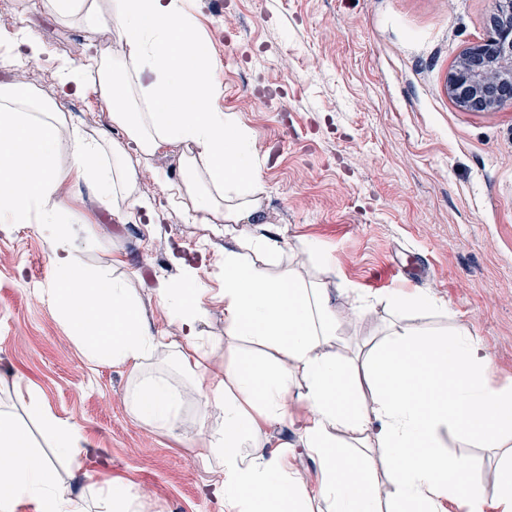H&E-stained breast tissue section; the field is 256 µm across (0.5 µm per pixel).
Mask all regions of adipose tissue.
<instances>
[{
  "instance_id": "1",
  "label": "adipose tissue",
  "mask_w": 512,
  "mask_h": 512,
  "mask_svg": "<svg viewBox=\"0 0 512 512\" xmlns=\"http://www.w3.org/2000/svg\"><path fill=\"white\" fill-rule=\"evenodd\" d=\"M48 14L114 32L116 56L96 70L63 60L62 87L91 86L112 106V121L127 129L143 155L179 151L182 176L170 184L171 205L209 229L261 219L266 192L251 134L221 108L223 89L212 46L197 35L189 0H42ZM65 116L39 108L28 84H0V223L52 228L53 275L44 293L88 360L128 369L130 413L161 433L184 424L183 400L156 364L164 337L142 323L126 283L106 269L79 271L72 226L76 213L61 204L63 183L89 184L113 211L154 206L138 191V171L124 146L103 145L78 129L60 137ZM319 279L304 277L281 237H242L225 251L224 374L203 369L200 329L205 291L194 268L180 287L165 288L177 323L182 369L199 407L195 434L200 457L221 475L213 494L223 512H512V388L491 383L490 358L464 330L446 332L414 322L437 310L423 292L390 295L380 304L345 283L329 286L330 257L311 241ZM386 313L378 334L356 335L375 306ZM303 424L301 443L318 461L307 482L288 443L269 430ZM502 451V466L483 483L470 476L467 456L449 452V437ZM59 453L86 481L83 435L53 420ZM38 512H84L54 485L53 468L22 432L0 414V512L20 499Z\"/></svg>"
}]
</instances>
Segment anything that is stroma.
<instances>
[{"label":"stroma","mask_w":512,"mask_h":512,"mask_svg":"<svg viewBox=\"0 0 512 512\" xmlns=\"http://www.w3.org/2000/svg\"><path fill=\"white\" fill-rule=\"evenodd\" d=\"M12 4L44 47L33 63L36 90L70 126L126 145L155 206L153 219L117 214L86 186L62 190L82 218L73 231L80 265L127 279L151 333L178 338L159 291L190 264L208 290L204 336L223 339L225 249L239 235L277 233L316 243L335 279L372 297L400 290L393 269L420 260L418 289L445 307L433 324L478 337L493 384L512 387V104L466 110L446 89L465 50L487 37L492 0H197L196 32L212 45L220 105L250 131L266 185V223L238 225L233 236L169 206L178 151L142 156L96 91L61 90L58 59L85 60L110 37L55 20L40 0ZM52 269L47 235L23 224L0 231V410L87 512L97 510L84 477L57 453L30 399L81 430L99 483L138 497L145 512H220L218 474L196 455V397L176 352L166 363L186 422L170 436L129 413L128 371L88 362L42 297Z\"/></svg>","instance_id":"35a3bbf8"}]
</instances>
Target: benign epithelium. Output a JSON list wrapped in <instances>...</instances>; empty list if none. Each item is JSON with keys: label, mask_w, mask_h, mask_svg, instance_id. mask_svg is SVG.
Masks as SVG:
<instances>
[{"label": "benign epithelium", "mask_w": 512, "mask_h": 512, "mask_svg": "<svg viewBox=\"0 0 512 512\" xmlns=\"http://www.w3.org/2000/svg\"><path fill=\"white\" fill-rule=\"evenodd\" d=\"M489 35L471 46L448 74V95L462 108L478 102L500 108L512 85V0H493Z\"/></svg>", "instance_id": "obj_1"}]
</instances>
